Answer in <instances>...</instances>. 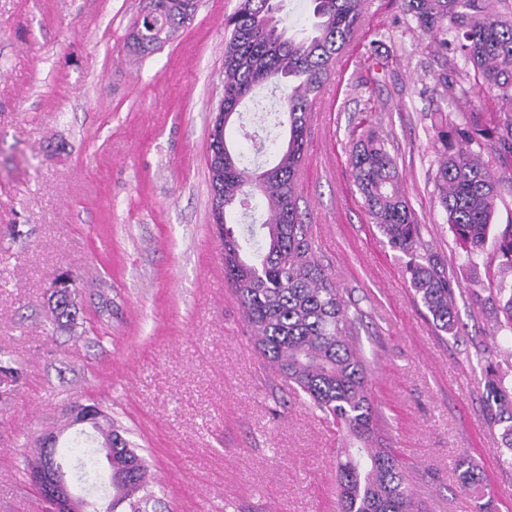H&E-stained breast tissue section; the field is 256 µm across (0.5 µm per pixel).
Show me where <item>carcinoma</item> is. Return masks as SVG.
Segmentation results:
<instances>
[{
    "instance_id": "1",
    "label": "carcinoma",
    "mask_w": 512,
    "mask_h": 512,
    "mask_svg": "<svg viewBox=\"0 0 512 512\" xmlns=\"http://www.w3.org/2000/svg\"><path fill=\"white\" fill-rule=\"evenodd\" d=\"M315 22L304 36H290L276 0H241L226 18L224 48V138L220 158L207 163L212 206L224 207V278L243 310L255 348L296 394L345 431L349 452L336 468V512H417L414 490L402 464L380 437L369 383L368 361L358 346L360 312L351 313L335 278L315 257L308 225L299 212L298 174L304 161L310 109L324 91L336 61L354 39L367 0H311ZM509 0H403L406 23L432 36L435 52L452 54L456 76L436 75L447 105L481 95L510 108L465 117L448 126V114L431 115V138L439 160L433 176L444 223L474 264L487 252L500 182L483 158L487 125L497 130L491 145L498 162L512 166V16ZM191 0H148L133 47L152 53L190 21ZM281 90L275 126L282 140L273 163L250 168L227 128L242 101L258 86ZM242 138L263 153L270 130L260 125ZM389 136L368 123L351 141L349 167L364 205L390 248L410 257L407 270L414 301L438 331L459 332L454 289L433 255L425 252L421 224L409 204ZM493 256L512 270V227L493 241ZM504 320L497 331L512 345V284L489 288ZM52 318L72 325L77 308L68 289L49 305ZM490 423L502 429L512 468V380L492 374L486 385ZM97 447L112 449V512H150L149 465L113 422L91 427ZM455 473L462 490L484 500L480 462L463 453Z\"/></svg>"
}]
</instances>
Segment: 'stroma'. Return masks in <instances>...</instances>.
<instances>
[{"label":"stroma","instance_id":"obj_1","mask_svg":"<svg viewBox=\"0 0 512 512\" xmlns=\"http://www.w3.org/2000/svg\"><path fill=\"white\" fill-rule=\"evenodd\" d=\"M311 123L298 206L315 256L362 322L372 396L427 512H475L454 460L480 458L496 512L512 469L488 422L486 366L512 377L489 291L498 264L466 265L443 222L427 129L441 58L403 23L401 0H370ZM239 0H197L153 54L129 53L146 0H0V358L23 377L0 402V512H43L26 460L33 438L94 403L149 462L161 512H334L348 439L254 351L224 279L206 157L224 93V22ZM392 134L422 236L444 263L460 331L415 304L406 259L373 224L348 165L351 120ZM67 274L80 309L58 327L47 298Z\"/></svg>","mask_w":512,"mask_h":512}]
</instances>
